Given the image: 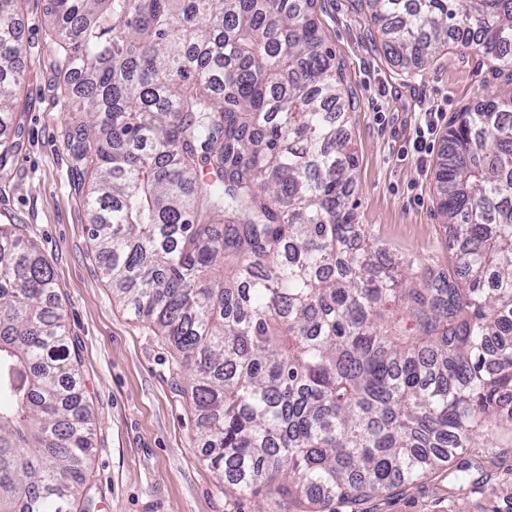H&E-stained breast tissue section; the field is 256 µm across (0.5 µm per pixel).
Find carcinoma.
Wrapping results in <instances>:
<instances>
[{
  "mask_svg": "<svg viewBox=\"0 0 512 512\" xmlns=\"http://www.w3.org/2000/svg\"><path fill=\"white\" fill-rule=\"evenodd\" d=\"M0 0V161L23 80ZM388 54L512 63V0H367ZM102 274L177 351L230 495L360 512L512 445V99L438 164L452 273L357 223L351 108L315 0H49ZM54 272L0 226V512H90L95 416Z\"/></svg>",
  "mask_w": 512,
  "mask_h": 512,
  "instance_id": "1",
  "label": "carcinoma"
}]
</instances>
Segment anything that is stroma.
I'll return each mask as SVG.
<instances>
[{
	"instance_id": "35a3bbf8",
	"label": "stroma",
	"mask_w": 512,
	"mask_h": 512,
	"mask_svg": "<svg viewBox=\"0 0 512 512\" xmlns=\"http://www.w3.org/2000/svg\"><path fill=\"white\" fill-rule=\"evenodd\" d=\"M47 0H22L24 79L0 163V225H18L51 265L85 397L98 418L88 483L94 512H272L265 496L223 493L178 374L176 353L137 320L99 273L89 215L66 145L71 112L46 36ZM317 16L356 101L347 125L356 158L352 201L392 257L448 269L437 164L457 113L512 98V70L470 52L392 61L365 0H318ZM435 111L427 152L413 142ZM365 512H512V446L489 449L463 482L425 479Z\"/></svg>"
}]
</instances>
